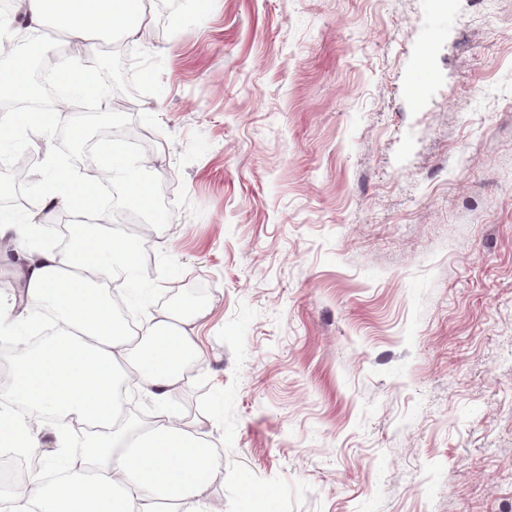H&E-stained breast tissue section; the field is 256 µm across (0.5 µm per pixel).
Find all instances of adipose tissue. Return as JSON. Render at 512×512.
<instances>
[{"mask_svg": "<svg viewBox=\"0 0 512 512\" xmlns=\"http://www.w3.org/2000/svg\"><path fill=\"white\" fill-rule=\"evenodd\" d=\"M143 0H24L28 32L40 52L53 49L44 28L55 22L75 42L94 33L138 34L148 26ZM101 156L100 175L80 178L52 171L41 186L45 202L92 211L100 176L120 182L127 196L147 206V182L131 159ZM14 233L27 254L23 313L0 307V339L15 340L17 352L0 370V452L35 455L42 428L54 426L55 445L67 448V427H83L81 454L44 481L30 474L0 512H217L204 496L216 470L205 433L165 408L169 395L205 355L193 318L151 316L138 329L117 324L105 283L117 272L136 271L138 242L111 229L79 242L68 254ZM51 309L60 329L40 345L19 333L30 315ZM135 385L156 406L154 421L141 425L123 409L121 385Z\"/></svg>", "mask_w": 512, "mask_h": 512, "instance_id": "obj_1", "label": "adipose tissue"}]
</instances>
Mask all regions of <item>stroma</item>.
Masks as SVG:
<instances>
[{"label": "stroma", "mask_w": 512, "mask_h": 512, "mask_svg": "<svg viewBox=\"0 0 512 512\" xmlns=\"http://www.w3.org/2000/svg\"><path fill=\"white\" fill-rule=\"evenodd\" d=\"M94 50L163 57L109 97L153 224L135 321L205 310L171 393L224 512H512V0H145Z\"/></svg>", "instance_id": "obj_1"}]
</instances>
